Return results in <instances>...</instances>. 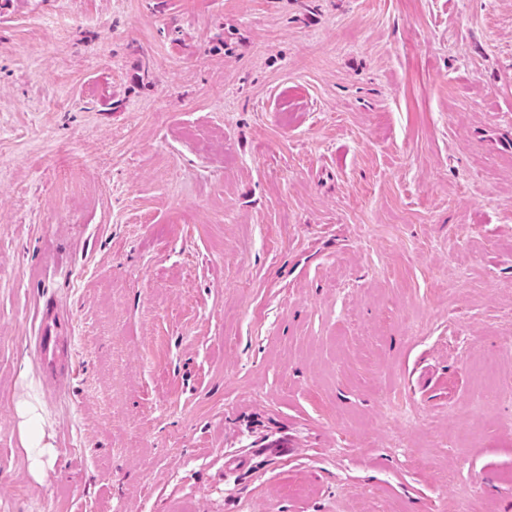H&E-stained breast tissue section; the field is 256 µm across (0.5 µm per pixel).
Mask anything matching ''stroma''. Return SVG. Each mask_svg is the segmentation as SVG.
Listing matches in <instances>:
<instances>
[{
	"label": "stroma",
	"instance_id": "1",
	"mask_svg": "<svg viewBox=\"0 0 512 512\" xmlns=\"http://www.w3.org/2000/svg\"><path fill=\"white\" fill-rule=\"evenodd\" d=\"M506 385L512 0H0V512H512ZM64 340V324L55 306L46 304L42 311L39 336L35 347L41 360L55 351L58 342ZM20 428L25 442V448H31L34 455L31 457L32 468H42L50 465L52 459L47 456L44 448H48L43 429V415L39 407L31 401H23L18 407Z\"/></svg>",
	"mask_w": 512,
	"mask_h": 512
}]
</instances>
